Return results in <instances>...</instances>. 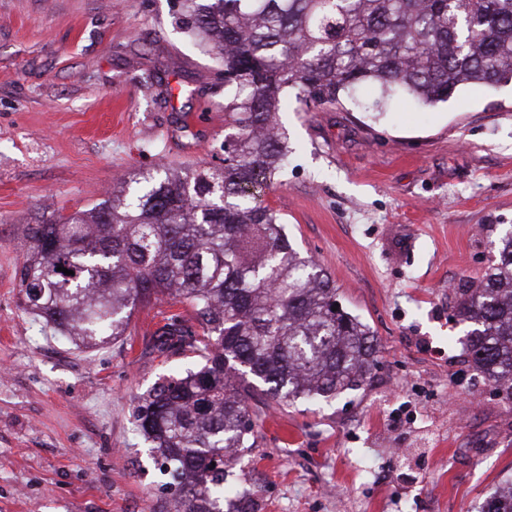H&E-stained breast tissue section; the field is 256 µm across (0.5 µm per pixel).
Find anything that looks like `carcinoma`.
<instances>
[{
	"label": "carcinoma",
	"instance_id": "carcinoma-1",
	"mask_svg": "<svg viewBox=\"0 0 512 512\" xmlns=\"http://www.w3.org/2000/svg\"><path fill=\"white\" fill-rule=\"evenodd\" d=\"M178 23L224 64V164L139 169L108 199L29 224L19 272L25 309L85 347L124 335L161 298L163 350L199 366L159 377L131 423L166 477L173 512H255L233 467L255 447L248 403L326 401L353 390L376 357L372 332L261 201L291 153L280 112L336 105L363 88L404 90L426 108L463 86L512 81V0H180ZM72 271L67 275L59 268ZM473 367L512 382V232L477 288L462 289ZM480 512H512V486Z\"/></svg>",
	"mask_w": 512,
	"mask_h": 512
}]
</instances>
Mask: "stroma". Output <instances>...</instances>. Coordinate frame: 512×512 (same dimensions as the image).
I'll use <instances>...</instances> for the list:
<instances>
[{
  "mask_svg": "<svg viewBox=\"0 0 512 512\" xmlns=\"http://www.w3.org/2000/svg\"><path fill=\"white\" fill-rule=\"evenodd\" d=\"M179 0H0V512H161L129 417L193 354L124 336L76 347L24 310V227L106 199L138 169L221 164L223 64L179 28ZM155 70L159 81L144 82ZM369 91L287 97L292 153L263 197L378 342L358 389L255 399L241 458L256 512H478L512 483V391L465 351L460 286L512 227V83L421 110Z\"/></svg>",
  "mask_w": 512,
  "mask_h": 512,
  "instance_id": "stroma-1",
  "label": "stroma"
}]
</instances>
